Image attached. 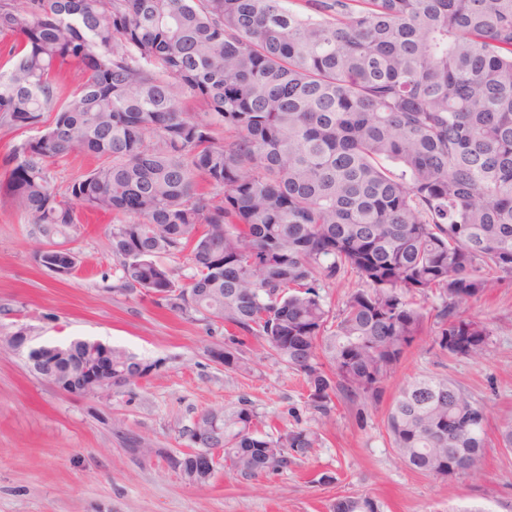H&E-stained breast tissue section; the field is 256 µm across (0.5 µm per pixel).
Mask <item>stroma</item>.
<instances>
[{
  "label": "stroma",
  "mask_w": 512,
  "mask_h": 512,
  "mask_svg": "<svg viewBox=\"0 0 512 512\" xmlns=\"http://www.w3.org/2000/svg\"><path fill=\"white\" fill-rule=\"evenodd\" d=\"M85 214L75 244L80 269L58 280L34 261L43 238L8 196L0 195V336L27 325L39 344L76 339L126 350L157 370L132 392L96 400L64 393L34 374L24 355L0 345V512H329L339 497L366 494L381 512H512V451L498 446L512 421V280L500 282L469 311L491 330L482 358L448 356L423 332L356 422L338 405L323 424V444L298 466L252 481L216 470L203 485L185 481L168 456L187 452L179 431L203 412L251 401L262 431L313 426L296 372L266 358L253 338L242 350L246 373L210 358L222 325L190 321L151 297L114 292L108 228ZM415 376H445L487 413L488 447L479 472L445 481L412 470L392 448L388 408ZM139 434L157 455L133 459L112 433L113 420ZM336 476L329 485L317 474Z\"/></svg>",
  "instance_id": "stroma-1"
}]
</instances>
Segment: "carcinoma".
Segmentation results:
<instances>
[{
    "label": "carcinoma",
    "mask_w": 512,
    "mask_h": 512,
    "mask_svg": "<svg viewBox=\"0 0 512 512\" xmlns=\"http://www.w3.org/2000/svg\"><path fill=\"white\" fill-rule=\"evenodd\" d=\"M0 125L34 129L4 160L7 192L71 264L81 211L113 215L114 290L222 323L301 377L304 407L362 421L425 323L443 354L477 359L491 331L465 316L512 279V0H0ZM82 83L62 94L60 72ZM201 100L189 114L183 101ZM75 152L99 164L56 184ZM186 254L184 278L161 257ZM357 278L341 305L322 290ZM437 303L425 310L414 296ZM90 351L63 345L60 384ZM156 363L112 352V370ZM243 400L182 429L242 480L320 444L263 433ZM486 416L443 376L414 377L386 418L391 444L441 481L482 465ZM129 450L163 454L120 422ZM193 453L169 462L192 484ZM330 512H381L368 495Z\"/></svg>",
    "instance_id": "carcinoma-1"
}]
</instances>
